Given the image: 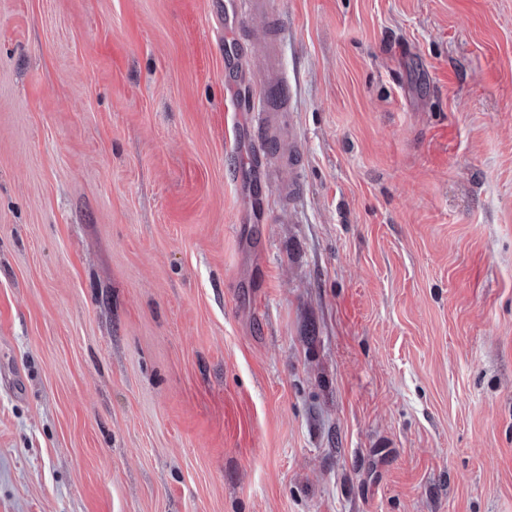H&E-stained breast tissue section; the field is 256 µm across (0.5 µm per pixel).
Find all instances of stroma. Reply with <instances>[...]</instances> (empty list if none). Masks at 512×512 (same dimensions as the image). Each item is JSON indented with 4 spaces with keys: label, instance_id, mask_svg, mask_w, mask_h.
<instances>
[{
    "label": "stroma",
    "instance_id": "stroma-1",
    "mask_svg": "<svg viewBox=\"0 0 512 512\" xmlns=\"http://www.w3.org/2000/svg\"><path fill=\"white\" fill-rule=\"evenodd\" d=\"M209 2L0 0V512H512V0ZM227 105L224 107L223 123L228 118V112H250L249 131H255L250 149L242 157V162L247 167L262 169L267 173L270 158L279 153L280 128L277 121L278 113L288 112L283 107L269 105L265 98L259 94L252 100L247 109L243 110L239 105L237 88L229 86L226 91Z\"/></svg>",
    "mask_w": 512,
    "mask_h": 512
}]
</instances>
